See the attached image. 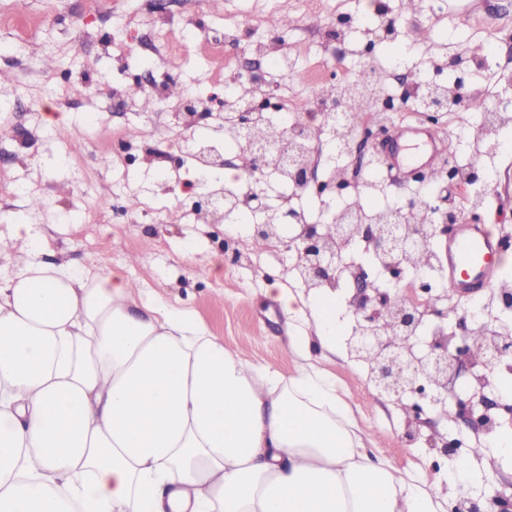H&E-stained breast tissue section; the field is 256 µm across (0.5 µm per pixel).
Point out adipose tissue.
<instances>
[{
    "mask_svg": "<svg viewBox=\"0 0 512 512\" xmlns=\"http://www.w3.org/2000/svg\"><path fill=\"white\" fill-rule=\"evenodd\" d=\"M267 293L292 351H334L331 296ZM373 440L325 371L250 363L121 273L0 278V512H446Z\"/></svg>",
    "mask_w": 512,
    "mask_h": 512,
    "instance_id": "ef3b65f1",
    "label": "adipose tissue"
}]
</instances>
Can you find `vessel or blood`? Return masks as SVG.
<instances>
[{"mask_svg": "<svg viewBox=\"0 0 512 512\" xmlns=\"http://www.w3.org/2000/svg\"><path fill=\"white\" fill-rule=\"evenodd\" d=\"M388 173L430 171L442 158L441 144L432 127L422 123L394 126L385 147ZM443 273L455 290L479 291L489 287L498 270L503 241L491 225L461 220L441 243Z\"/></svg>", "mask_w": 512, "mask_h": 512, "instance_id": "vessel-or-blood-1", "label": "vessel or blood"}]
</instances>
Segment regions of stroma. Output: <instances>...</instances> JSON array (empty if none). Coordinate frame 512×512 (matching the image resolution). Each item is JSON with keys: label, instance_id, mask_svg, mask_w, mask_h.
Wrapping results in <instances>:
<instances>
[{"label": "stroma", "instance_id": "stroma-1", "mask_svg": "<svg viewBox=\"0 0 512 512\" xmlns=\"http://www.w3.org/2000/svg\"><path fill=\"white\" fill-rule=\"evenodd\" d=\"M381 2L405 34L400 45L377 44L369 58L388 69L392 88L436 76L437 63L489 37L498 68L467 63L451 76L460 79L462 93L478 89L496 102L512 100V0H416L412 11L402 0ZM279 9L295 23L274 33L266 20ZM371 10L369 0H202L198 7L167 0L161 12L150 0H27L17 25L0 24V102L8 104L0 112V170L9 181L0 193V236L18 222L35 225L37 259L122 271L145 295L190 309L226 349L294 375L300 360L286 347L296 327L264 295L273 278L303 291L287 251L255 250L250 232L233 233L194 215L184 191L224 185L222 172H202L190 159L192 143L222 147L233 162L237 151L209 121L176 139L170 113L141 105L165 97L168 80L190 88L212 110L220 96H238L243 47L219 55L213 47L225 28L244 18L250 21L245 40L276 38L267 79L280 95L296 99L320 67L339 72L356 61L350 49L360 32L336 37L330 20L356 27ZM314 16L323 20L316 29L309 24ZM174 42L184 54L169 63L164 48ZM486 173L479 218L512 237V132L502 137ZM30 193L43 199L38 211L27 207ZM346 299L337 292L335 352H312V362L349 396L359 425L374 435L373 453L447 487L452 464L428 447V437L439 432L460 439L459 454L467 457L474 434L431 409L418 440L402 443L400 406L377 395L347 354L353 317Z\"/></svg>", "mask_w": 512, "mask_h": 512}]
</instances>
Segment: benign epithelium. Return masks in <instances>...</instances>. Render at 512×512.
<instances>
[{"label":"benign epithelium","instance_id":"1","mask_svg":"<svg viewBox=\"0 0 512 512\" xmlns=\"http://www.w3.org/2000/svg\"><path fill=\"white\" fill-rule=\"evenodd\" d=\"M437 86L417 84L406 93L416 110L430 121L453 106L465 103L458 92L443 100L436 96ZM356 128L347 148H358L377 133ZM261 146L253 144L251 162L261 185L263 197L277 191V177L267 156L259 154ZM206 169L224 167V156L209 145L199 147ZM314 171L301 160L291 158L288 177L296 186L314 183ZM456 174L448 170V197L428 196L427 224H337L336 235L323 231L321 224H302L287 201L278 206L257 205L250 209L254 217L253 237L277 239L296 253L300 260L299 275L309 289L330 285L338 290L346 280L354 284L348 306L354 325L347 337L350 355L368 367V382L381 396H387L406 410L402 440L410 445L417 441L424 424V407L431 405L448 414L453 402L456 417L475 431L489 436L500 427L499 418L489 410L496 407L485 390L493 386L491 374L512 362V325L486 309L475 310L461 305L464 295L452 288H433L427 272L410 273L403 258L423 246L437 247V237L448 234V225L458 221L455 198ZM208 215L220 224L235 209V203L207 197ZM365 253L388 267L404 294V304L389 306V290L375 287L372 277L357 255ZM469 371L473 383L464 391L453 388L454 380ZM487 412L476 416L477 406ZM428 445L449 458L457 457L459 442L442 435L427 439ZM512 512V494L481 493L459 498L452 512Z\"/></svg>","mask_w":512,"mask_h":512}]
</instances>
